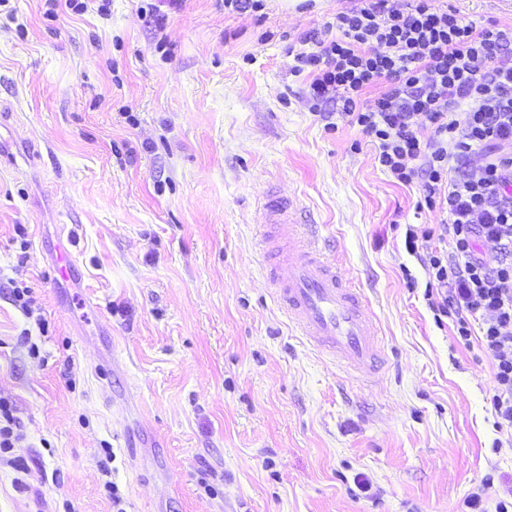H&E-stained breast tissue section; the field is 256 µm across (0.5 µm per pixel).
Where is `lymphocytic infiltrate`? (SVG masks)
Listing matches in <instances>:
<instances>
[{"label": "lymphocytic infiltrate", "instance_id": "1", "mask_svg": "<svg viewBox=\"0 0 512 512\" xmlns=\"http://www.w3.org/2000/svg\"><path fill=\"white\" fill-rule=\"evenodd\" d=\"M333 26L295 70L376 145L384 171L420 185L417 209L446 213L439 238L452 249L423 260L433 308L465 344L480 322L495 427L512 429V32L432 0H350Z\"/></svg>", "mask_w": 512, "mask_h": 512}]
</instances>
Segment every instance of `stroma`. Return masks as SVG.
Here are the masks:
<instances>
[{"instance_id": "stroma-1", "label": "stroma", "mask_w": 512, "mask_h": 512, "mask_svg": "<svg viewBox=\"0 0 512 512\" xmlns=\"http://www.w3.org/2000/svg\"><path fill=\"white\" fill-rule=\"evenodd\" d=\"M84 3L0 0L1 147L18 156L0 167V398L28 467L0 461V512H112L111 483L124 512H463L487 477L512 486L492 362L436 319L405 246L440 214L356 128L327 129L335 103L312 106L294 70L336 0ZM271 193L320 224L384 370H344L279 310Z\"/></svg>"}]
</instances>
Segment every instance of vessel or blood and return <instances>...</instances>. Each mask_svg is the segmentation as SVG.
Segmentation results:
<instances>
[{
  "instance_id": "1",
  "label": "vessel or blood",
  "mask_w": 512,
  "mask_h": 512,
  "mask_svg": "<svg viewBox=\"0 0 512 512\" xmlns=\"http://www.w3.org/2000/svg\"><path fill=\"white\" fill-rule=\"evenodd\" d=\"M266 224H294L303 239H289L288 254L265 274L279 306L308 341L347 367L378 371L384 359L374 316L358 291L327 255L317 221L295 198L268 196L261 205Z\"/></svg>"
}]
</instances>
